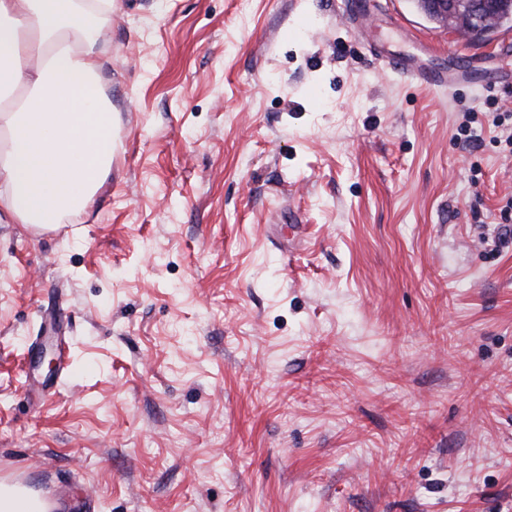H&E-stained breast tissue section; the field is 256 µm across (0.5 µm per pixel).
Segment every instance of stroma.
Masks as SVG:
<instances>
[{"label":"stroma","mask_w":512,"mask_h":512,"mask_svg":"<svg viewBox=\"0 0 512 512\" xmlns=\"http://www.w3.org/2000/svg\"><path fill=\"white\" fill-rule=\"evenodd\" d=\"M362 2L360 30L351 0L104 19L111 176L62 227L0 223L1 482L60 512H512V23ZM386 66L392 70L401 71L427 88H448V92H451L459 84H468L475 90L483 91H490L493 87L492 84L471 78L464 72L425 71L403 60H386Z\"/></svg>","instance_id":"obj_1"}]
</instances>
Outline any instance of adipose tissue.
Masks as SVG:
<instances>
[{"instance_id": "1", "label": "adipose tissue", "mask_w": 512, "mask_h": 512, "mask_svg": "<svg viewBox=\"0 0 512 512\" xmlns=\"http://www.w3.org/2000/svg\"><path fill=\"white\" fill-rule=\"evenodd\" d=\"M113 0H0V223L82 213L112 172V104L100 91Z\"/></svg>"}]
</instances>
